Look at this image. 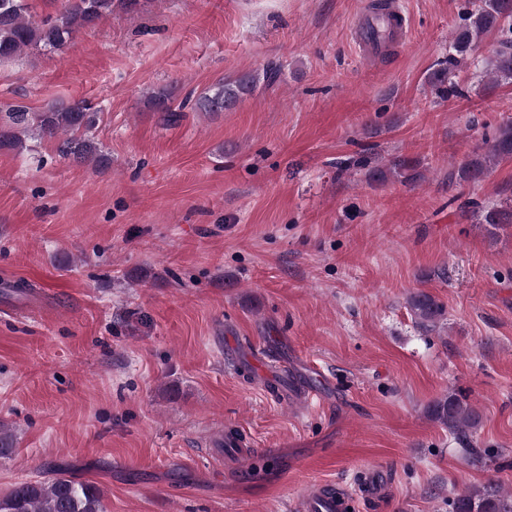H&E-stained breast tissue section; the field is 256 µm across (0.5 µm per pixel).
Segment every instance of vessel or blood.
<instances>
[{"label":"vessel or blood","mask_w":512,"mask_h":512,"mask_svg":"<svg viewBox=\"0 0 512 512\" xmlns=\"http://www.w3.org/2000/svg\"><path fill=\"white\" fill-rule=\"evenodd\" d=\"M409 27L401 0H386L383 14L368 8L358 14L352 37L363 57L382 58L408 43ZM352 508V496L328 483L316 485L300 506L301 512H351Z\"/></svg>","instance_id":"vessel-or-blood-1"}]
</instances>
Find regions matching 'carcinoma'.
<instances>
[{"instance_id":"carcinoma-1","label":"carcinoma","mask_w":512,"mask_h":512,"mask_svg":"<svg viewBox=\"0 0 512 512\" xmlns=\"http://www.w3.org/2000/svg\"><path fill=\"white\" fill-rule=\"evenodd\" d=\"M141 0H61V9L54 17L37 15L29 0H0V60L14 58L28 48L56 49L75 38L82 29L94 25L115 9L135 11ZM499 32V39L485 66L479 71L485 86L512 83V0H479L466 12L465 23L453 34L452 53L448 66L430 80L432 92L440 98L464 94L456 81V71L466 65L472 52L489 32ZM259 78L242 74L221 80L194 100L195 112H224L257 88ZM151 102L163 112L167 125H176L183 118L185 104L171 105V92L160 88L150 93ZM100 109L87 102L66 107L51 106L41 112H31L20 104L9 105L5 123L0 124V148L21 151L32 136L57 142L59 156L95 168L105 167L109 160L101 153L92 134L99 120ZM484 152L476 153L448 174L452 184L476 183L483 179L497 161L512 157V120L499 124L482 138ZM410 161L395 158L369 172V180L382 182L391 176L407 181L417 178L409 173ZM475 224L493 228L512 227V205H483L471 200L462 204ZM414 322L425 330L437 327L444 315L443 306L430 294L416 292L406 301ZM431 417L465 441L463 451L472 459L478 450L468 439L478 414L466 397L450 393L431 407ZM0 512H104L100 490L89 483L79 482L60 470L42 480H23L0 494ZM452 512H512V493L498 486L468 489L455 496Z\"/></svg>"}]
</instances>
